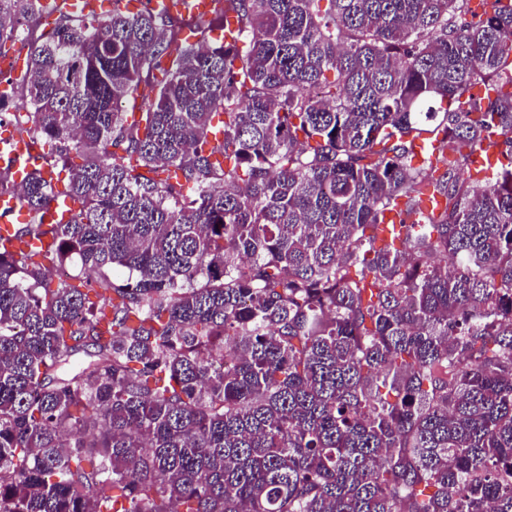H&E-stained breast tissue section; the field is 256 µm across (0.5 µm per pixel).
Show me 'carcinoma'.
<instances>
[{"instance_id":"obj_1","label":"carcinoma","mask_w":512,"mask_h":512,"mask_svg":"<svg viewBox=\"0 0 512 512\" xmlns=\"http://www.w3.org/2000/svg\"><path fill=\"white\" fill-rule=\"evenodd\" d=\"M216 2L0 0V45L57 13L0 128L84 157L60 224L0 167L44 239L0 243V512H512V0ZM161 1V2H160ZM151 0L148 5L157 10L169 14L172 17H177L188 12L196 16L208 17L212 15L215 9V1L213 0Z\"/></svg>"}]
</instances>
